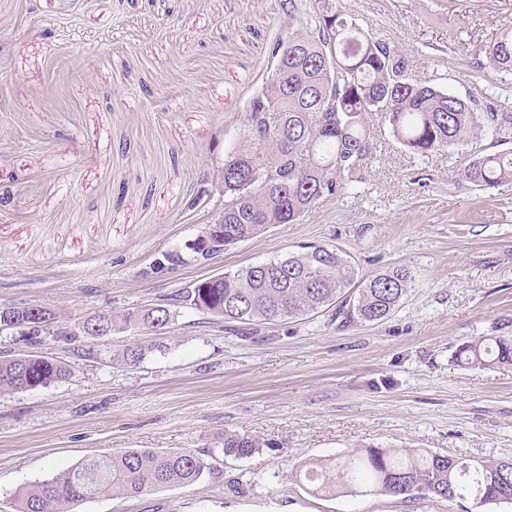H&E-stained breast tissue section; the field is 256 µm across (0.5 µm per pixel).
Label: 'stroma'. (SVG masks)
I'll return each instance as SVG.
<instances>
[{
	"label": "stroma",
	"mask_w": 512,
	"mask_h": 512,
	"mask_svg": "<svg viewBox=\"0 0 512 512\" xmlns=\"http://www.w3.org/2000/svg\"><path fill=\"white\" fill-rule=\"evenodd\" d=\"M405 56L415 78L512 116V71L479 46L512 26V0H335ZM283 0H0V305L43 306L49 331L0 332V351L69 365L63 382L0 392V512L47 469L125 448L217 447L225 432L265 440L217 456L183 488L102 497L80 512H512L434 496L309 493L301 462L365 446L451 457H512V366L454 363L480 336H512V186L462 179L474 149L512 151V126L424 156L370 117L377 159L344 195L273 224L223 256L157 271L219 197L244 106L290 19ZM307 245L348 254L360 274L408 267L415 283L381 322L335 307L251 333L178 309L161 332L101 338V313L165 303L198 279ZM154 350L125 365L128 346ZM96 357H86L87 349Z\"/></svg>",
	"instance_id": "stroma-1"
}]
</instances>
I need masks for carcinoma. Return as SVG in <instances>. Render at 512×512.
<instances>
[{"label":"carcinoma","instance_id":"obj_1","mask_svg":"<svg viewBox=\"0 0 512 512\" xmlns=\"http://www.w3.org/2000/svg\"><path fill=\"white\" fill-rule=\"evenodd\" d=\"M495 66L512 70V27L481 49ZM275 65L248 100L240 141L224 157L219 179L224 207V249L248 241L272 224H292L321 200L342 193L353 175L375 159L368 116L377 114L396 142L431 152L466 145L483 131H498V112H476L440 87L412 77L408 60L366 31L357 19L320 0L305 22L270 48ZM461 175L482 189L512 183V154L469 155ZM187 263L168 250L154 268ZM409 269L394 267L367 278L333 246L309 250L259 265L195 281L163 308L142 307L105 313L112 327L165 328L185 307L224 319L230 330L295 318L338 304L351 321L379 322L399 306L412 288ZM0 306V314L29 321L51 319L52 312ZM152 347L135 345L125 363H141ZM461 365L512 366V337L483 336L457 347ZM71 375L55 358L24 355L0 361V392L48 387ZM267 443L233 432L221 447L207 451L138 449L86 458L65 470H49L25 487L16 512H78L101 497H140L161 487L195 484L220 453L235 459L260 453ZM299 477L312 490L345 496L474 497L479 507L512 504V458L461 459L428 450L371 446L334 459L309 460Z\"/></svg>","mask_w":512,"mask_h":512}]
</instances>
